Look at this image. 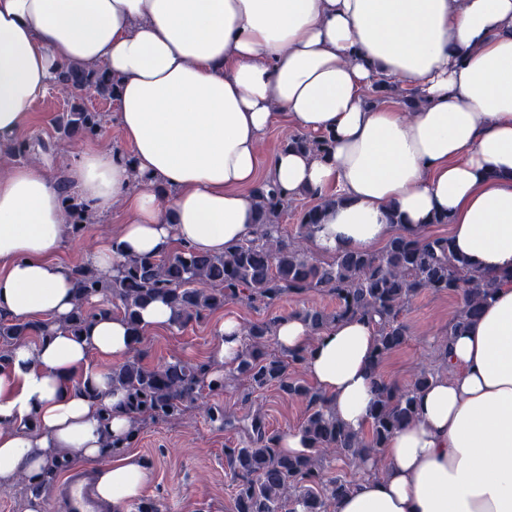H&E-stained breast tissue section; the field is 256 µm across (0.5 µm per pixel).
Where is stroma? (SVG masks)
<instances>
[{
  "label": "stroma",
  "mask_w": 512,
  "mask_h": 512,
  "mask_svg": "<svg viewBox=\"0 0 512 512\" xmlns=\"http://www.w3.org/2000/svg\"><path fill=\"white\" fill-rule=\"evenodd\" d=\"M70 104V96L49 88L33 108L30 124L23 133L27 139L39 136L52 141L50 154L59 162L51 171L55 180L66 175L65 161L86 144L80 137L57 136L55 126ZM121 222L122 209L116 206L110 217L96 220L83 231L69 235L61 261L70 267L82 263L95 240L117 234ZM459 305V297L452 293L425 291L415 297L403 315L410 336L381 363V372L406 385L421 370L442 371L437 345ZM333 307V300L323 292L289 295L266 307L234 302L185 328L167 327L145 333L136 354L148 366L174 358L210 364L214 361L225 315H234L241 323L248 324L271 315L284 317L305 309L329 311ZM207 401L209 407L230 411L234 416L233 426H220L210 421L206 409L194 407L182 421L147 426L133 446L153 473L143 496L153 501L160 512H231L234 486L225 463V449L246 446L249 441L246 427L252 417H261L270 431L283 434L297 429L306 416L302 400L284 396L272 387L252 393L246 386L232 382L223 391L208 396Z\"/></svg>",
  "instance_id": "1"
}]
</instances>
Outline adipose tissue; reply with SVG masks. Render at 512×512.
Returning <instances> with one entry per match:
<instances>
[{
    "label": "adipose tissue",
    "mask_w": 512,
    "mask_h": 512,
    "mask_svg": "<svg viewBox=\"0 0 512 512\" xmlns=\"http://www.w3.org/2000/svg\"><path fill=\"white\" fill-rule=\"evenodd\" d=\"M65 64L112 76L126 146L79 152L64 193L44 152L0 166V312L53 325L0 368V483H38L64 450L99 463L112 512H130L152 480L136 454L103 446L131 418L125 392L90 361L129 354L126 322L99 316L78 336L61 327L74 307L57 258L72 231L64 194L99 218L121 206L118 234L84 257L108 274L126 256L177 244L220 254L253 238L264 167L282 193L336 198L313 229L315 251L421 237L444 215L453 252L502 278L450 338L448 372L418 393L414 421L333 512H512V0H0V147L17 142ZM383 78L418 90L419 109L367 106ZM282 122L330 134L329 151L260 162L263 135ZM275 340L304 353L339 420L365 429L371 321L316 336L290 315Z\"/></svg>",
    "instance_id": "1"
}]
</instances>
